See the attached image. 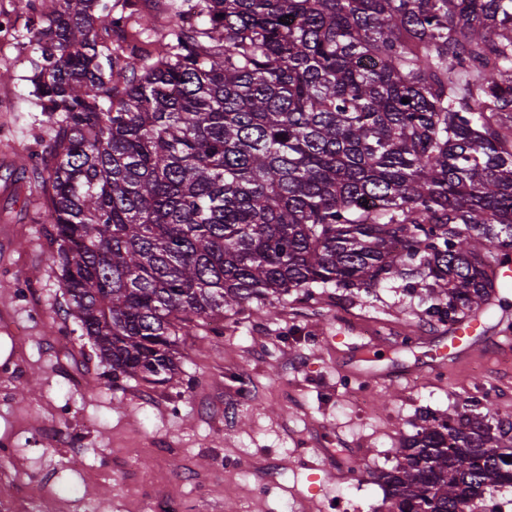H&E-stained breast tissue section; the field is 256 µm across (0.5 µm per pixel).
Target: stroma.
Segmentation results:
<instances>
[{"label":"stroma","instance_id":"stroma-1","mask_svg":"<svg viewBox=\"0 0 512 512\" xmlns=\"http://www.w3.org/2000/svg\"><path fill=\"white\" fill-rule=\"evenodd\" d=\"M138 8L150 64L178 13L171 0ZM0 13L19 33L0 41V364L15 360L0 367V512L19 497L27 512H151L158 494L193 512H386L378 476L420 416L470 403L512 419V287L440 370L448 323L384 283L246 303L225 312L222 338H180L173 382L113 379L50 259L48 199L16 165L49 156L55 125L31 82L29 13L21 0Z\"/></svg>","mask_w":512,"mask_h":512}]
</instances>
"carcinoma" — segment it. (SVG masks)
I'll use <instances>...</instances> for the list:
<instances>
[{
  "mask_svg": "<svg viewBox=\"0 0 512 512\" xmlns=\"http://www.w3.org/2000/svg\"><path fill=\"white\" fill-rule=\"evenodd\" d=\"M27 6L55 120L51 260L113 378L169 384L179 337L314 284L430 279L450 325L496 298L512 0H186L195 23L151 64L122 45L135 0ZM420 421L379 475L388 512H467L512 485V420Z\"/></svg>",
  "mask_w": 512,
  "mask_h": 512,
  "instance_id": "cac0c4a2",
  "label": "carcinoma"
}]
</instances>
